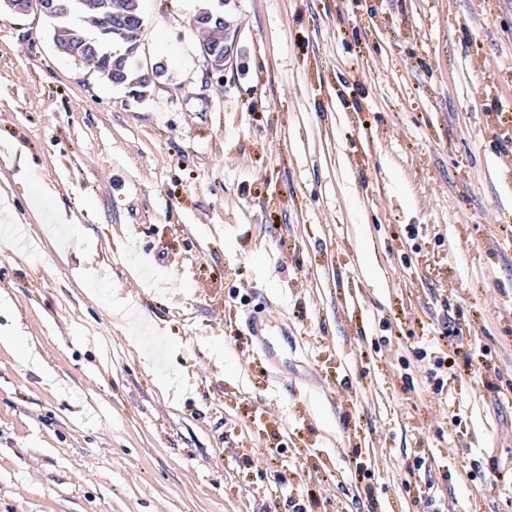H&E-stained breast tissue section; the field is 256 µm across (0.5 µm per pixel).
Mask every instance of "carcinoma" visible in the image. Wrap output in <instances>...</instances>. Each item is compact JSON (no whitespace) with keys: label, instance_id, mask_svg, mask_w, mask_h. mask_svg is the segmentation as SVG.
<instances>
[{"label":"carcinoma","instance_id":"1","mask_svg":"<svg viewBox=\"0 0 512 512\" xmlns=\"http://www.w3.org/2000/svg\"><path fill=\"white\" fill-rule=\"evenodd\" d=\"M66 9L54 18L58 39L72 49L79 50L89 46L96 47L101 54L112 56L120 48V38L112 35L105 37L99 32L100 9L97 5H106L112 15V24L120 26L126 20L142 15L140 0H63ZM192 29L199 35V44L221 46L224 44V25H194ZM141 72L129 62L127 69L117 75L123 84L144 94L148 88L141 83Z\"/></svg>","mask_w":512,"mask_h":512}]
</instances>
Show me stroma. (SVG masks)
Here are the masks:
<instances>
[{"mask_svg":"<svg viewBox=\"0 0 512 512\" xmlns=\"http://www.w3.org/2000/svg\"><path fill=\"white\" fill-rule=\"evenodd\" d=\"M140 7L141 99L0 12V512H512V0ZM220 2L217 8L205 9L199 11L192 17L191 27L199 35V46L206 45L210 47H201L200 54L203 57L208 69L212 73H222L224 65L233 57L236 49V40L225 41L224 23L221 25H206L213 22H222L224 20L223 11H221ZM223 45V46H221ZM457 337L453 336V332L448 331V326H444L440 336H434L436 341V348L442 353L441 357H437L436 366L450 372V376L457 377L459 369L458 359H463V370L470 371L474 367L481 369V366L486 369H492V364L487 360L488 351L481 346L469 347L467 350H461V343L458 342ZM449 351V353H448ZM437 352V353H439Z\"/></svg>","mask_w":512,"mask_h":512,"instance_id":"1","label":"stroma"}]
</instances>
